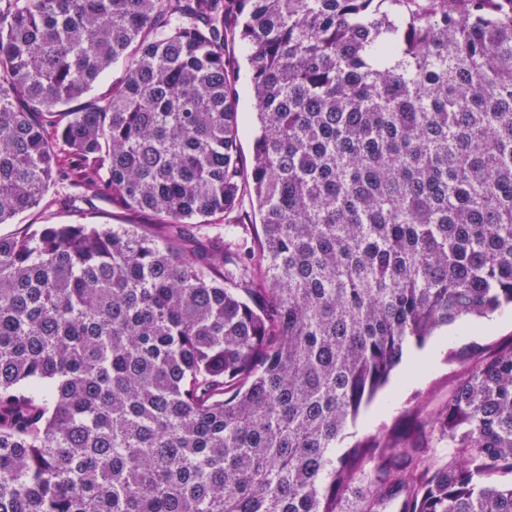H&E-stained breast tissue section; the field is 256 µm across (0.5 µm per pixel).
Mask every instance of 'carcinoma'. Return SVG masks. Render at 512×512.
Returning <instances> with one entry per match:
<instances>
[{
  "label": "carcinoma",
  "instance_id": "cac0c4a2",
  "mask_svg": "<svg viewBox=\"0 0 512 512\" xmlns=\"http://www.w3.org/2000/svg\"><path fill=\"white\" fill-rule=\"evenodd\" d=\"M52 191L153 223L0 236V512H512V340L336 452L512 308V0H0V224ZM230 54H235L241 63L237 88L240 95L238 122L240 126L238 145L244 160L248 163L253 153L255 108L251 94V69L243 60V47L236 41L228 47ZM496 316L499 319L492 328L474 331L475 327L482 324L485 319L466 320L454 328L452 339L446 340L448 347L440 352L439 358L431 363L428 369L421 367L425 358L420 355L414 361V372L419 375L417 381L403 387L402 372L404 362L410 351L422 353L431 346L441 334H446L447 326L435 331L422 349L411 346L403 356L401 364L392 373L388 384L377 395L374 403L362 412L355 426H350L339 448H349L363 436L374 433L380 429H407L413 420L416 410L424 402L431 405H441L448 399V391L451 390L457 379L465 372V364L457 361L452 356V351L461 344H474L476 346L495 343L508 339L512 335V310L506 309ZM383 404L385 409H380Z\"/></svg>",
  "mask_w": 512,
  "mask_h": 512
}]
</instances>
